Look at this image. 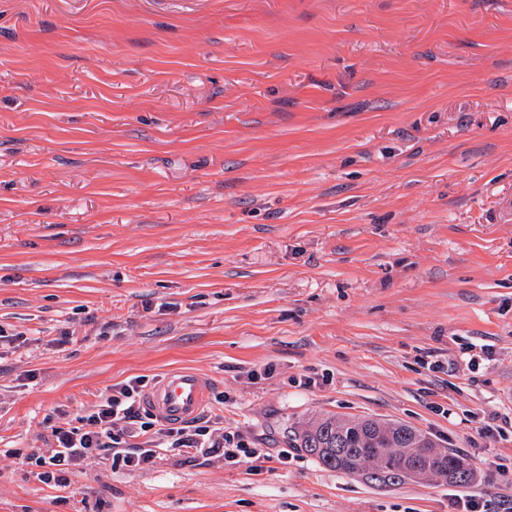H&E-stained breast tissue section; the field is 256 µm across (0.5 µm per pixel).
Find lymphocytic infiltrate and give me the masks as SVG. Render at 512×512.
I'll list each match as a JSON object with an SVG mask.
<instances>
[{
    "instance_id": "lymphocytic-infiltrate-1",
    "label": "lymphocytic infiltrate",
    "mask_w": 512,
    "mask_h": 512,
    "mask_svg": "<svg viewBox=\"0 0 512 512\" xmlns=\"http://www.w3.org/2000/svg\"><path fill=\"white\" fill-rule=\"evenodd\" d=\"M145 388L139 377L112 386L84 410L76 426L52 427L46 451L21 456V464L35 468L42 483L65 487L70 474L90 460L143 469L165 451L231 463L242 456L261 458L260 449L249 447L240 434L224 431L220 416L204 415L184 424L160 421L144 407Z\"/></svg>"
}]
</instances>
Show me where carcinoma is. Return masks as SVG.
<instances>
[{"label":"carcinoma","instance_id":"cac0c4a2","mask_svg":"<svg viewBox=\"0 0 512 512\" xmlns=\"http://www.w3.org/2000/svg\"><path fill=\"white\" fill-rule=\"evenodd\" d=\"M295 441L326 467L361 473L373 482L396 484L430 474L466 487L475 479L464 458L435 449L426 434L401 422L317 417L295 434Z\"/></svg>","mask_w":512,"mask_h":512}]
</instances>
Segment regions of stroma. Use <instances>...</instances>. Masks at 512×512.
<instances>
[{"label":"stroma","mask_w":512,"mask_h":512,"mask_svg":"<svg viewBox=\"0 0 512 512\" xmlns=\"http://www.w3.org/2000/svg\"><path fill=\"white\" fill-rule=\"evenodd\" d=\"M0 329V512H501L512 0H0ZM177 367L265 461L19 465ZM314 415L475 480L337 472L291 440Z\"/></svg>","instance_id":"obj_1"}]
</instances>
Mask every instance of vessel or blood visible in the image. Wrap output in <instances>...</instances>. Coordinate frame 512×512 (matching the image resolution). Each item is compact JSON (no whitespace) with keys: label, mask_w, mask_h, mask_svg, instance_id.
<instances>
[{"label":"vessel or blood","mask_w":512,"mask_h":512,"mask_svg":"<svg viewBox=\"0 0 512 512\" xmlns=\"http://www.w3.org/2000/svg\"><path fill=\"white\" fill-rule=\"evenodd\" d=\"M209 389L208 380L199 373L174 369L148 391L145 405L161 421L188 422L201 413Z\"/></svg>","instance_id":"vessel-or-blood-1"}]
</instances>
